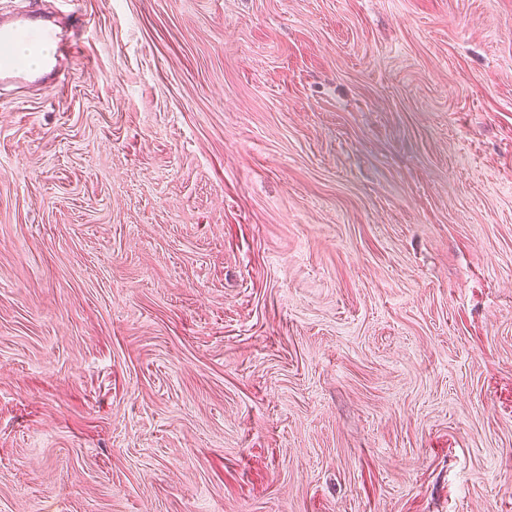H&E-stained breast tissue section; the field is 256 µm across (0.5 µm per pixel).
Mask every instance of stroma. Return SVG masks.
<instances>
[{
	"label": "stroma",
	"instance_id": "stroma-1",
	"mask_svg": "<svg viewBox=\"0 0 512 512\" xmlns=\"http://www.w3.org/2000/svg\"><path fill=\"white\" fill-rule=\"evenodd\" d=\"M0 88V512H512V0H81ZM24 38L34 46H47L48 54L39 67H24L8 54L11 44ZM76 42L33 11L0 20V85L39 83L44 89L59 90L73 80L77 63L72 50Z\"/></svg>",
	"mask_w": 512,
	"mask_h": 512
}]
</instances>
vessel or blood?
I'll return each instance as SVG.
<instances>
[{
	"instance_id": "b4317fda",
	"label": "vessel or blood",
	"mask_w": 512,
	"mask_h": 512,
	"mask_svg": "<svg viewBox=\"0 0 512 512\" xmlns=\"http://www.w3.org/2000/svg\"><path fill=\"white\" fill-rule=\"evenodd\" d=\"M19 39L47 47L48 54L39 66L31 68L24 67L7 54L0 57V85L36 82L42 88L56 91L72 82L77 66L72 55L73 39L31 11L0 20V48L7 51Z\"/></svg>"
}]
</instances>
